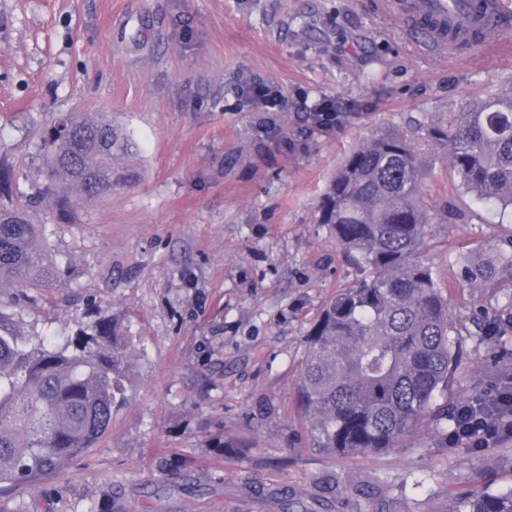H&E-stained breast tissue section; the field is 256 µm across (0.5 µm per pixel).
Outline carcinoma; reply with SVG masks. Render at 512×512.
<instances>
[{"instance_id":"carcinoma-1","label":"carcinoma","mask_w":512,"mask_h":512,"mask_svg":"<svg viewBox=\"0 0 512 512\" xmlns=\"http://www.w3.org/2000/svg\"><path fill=\"white\" fill-rule=\"evenodd\" d=\"M428 136L448 146L459 188L512 208V93L448 113ZM133 138L103 114H62L32 156L36 177L23 203L0 210V284L36 288L52 275L40 246L46 208L71 221L77 200L131 184ZM316 222L361 276L336 291L305 336L299 399L318 447L343 455L395 448L425 422L443 435L455 410L437 406L456 360L448 297L419 258L435 216L423 199L420 143L386 132L355 147L327 184ZM512 270V252L474 265L475 281ZM133 340L91 304L64 342L25 335L0 301V497L64 469L108 432L128 399ZM454 512H512V487H482Z\"/></svg>"}]
</instances>
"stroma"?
I'll list each match as a JSON object with an SVG mask.
<instances>
[{
	"instance_id": "1",
	"label": "stroma",
	"mask_w": 512,
	"mask_h": 512,
	"mask_svg": "<svg viewBox=\"0 0 512 512\" xmlns=\"http://www.w3.org/2000/svg\"><path fill=\"white\" fill-rule=\"evenodd\" d=\"M512 77V18L462 53L426 49L367 0H0V207L23 200L44 125L100 112L138 142L131 186L46 226L52 278L0 287L27 334L64 338L95 303L133 335L127 402L58 475L0 512H451L459 494L512 485V441L472 454L421 427L400 447L316 448L299 402L304 337L354 275L315 207L372 136L427 134ZM261 81L281 104L255 107ZM340 112L324 132L306 114ZM438 214L420 258L447 288L462 361L456 404L512 381V273L470 281L512 237V210L459 193L446 146L421 152Z\"/></svg>"
}]
</instances>
